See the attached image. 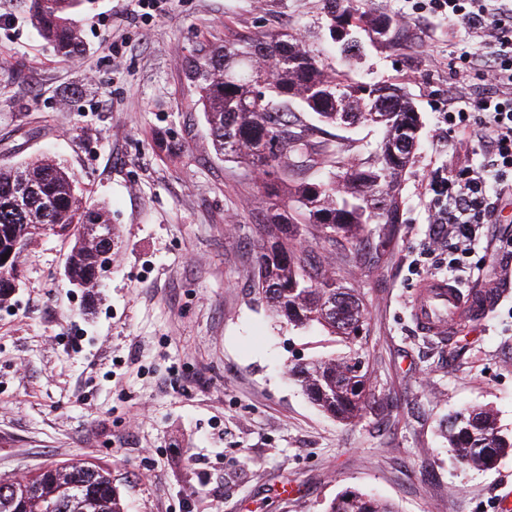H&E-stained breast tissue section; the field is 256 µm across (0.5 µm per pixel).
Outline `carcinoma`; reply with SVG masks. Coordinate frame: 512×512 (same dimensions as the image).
Returning a JSON list of instances; mask_svg holds the SVG:
<instances>
[{"label": "carcinoma", "mask_w": 512, "mask_h": 512, "mask_svg": "<svg viewBox=\"0 0 512 512\" xmlns=\"http://www.w3.org/2000/svg\"><path fill=\"white\" fill-rule=\"evenodd\" d=\"M78 0H30L32 19L43 38L64 56L76 52L81 32L69 10ZM327 29L340 55L360 52L359 33L387 40L393 25L372 16L362 0H327ZM349 32L335 36L336 24ZM209 128L216 154L267 176L263 182L272 199L262 225V244L254 271L255 294L269 310L297 328L319 325L349 343L348 353L288 368L294 380L321 410L342 422L360 419L374 397L368 372L352 371L361 348L352 332L366 322L358 290L336 285L330 263L314 255L317 241L341 242L340 261L369 241L373 224L386 226L376 249L387 252L400 235L403 173L415 162L419 136L397 149L389 162L373 153L361 162H344L347 145L315 136L311 120L328 127L374 124L384 140L398 137L413 120L415 107L396 84L354 86L305 41L288 33L258 39L230 38L224 45L199 50L184 68ZM32 172L23 186L15 171ZM75 173L50 158H33L16 166H0V257L16 241L25 243L46 231L78 237L94 225L110 220L103 207H90L77 192ZM67 281L83 280L101 267L98 257L72 247L67 256ZM18 280L17 267L0 261V303L10 298L9 286ZM450 447L465 467L489 468L512 451V433L498 426L496 416L483 408H465L448 416ZM81 473L77 464L48 468L34 475L50 501L29 506L27 512H124L112 490V475L96 468L87 487L69 486L62 473ZM328 512H397L395 506L360 490H347L329 505Z\"/></svg>", "instance_id": "cac0c4a2"}]
</instances>
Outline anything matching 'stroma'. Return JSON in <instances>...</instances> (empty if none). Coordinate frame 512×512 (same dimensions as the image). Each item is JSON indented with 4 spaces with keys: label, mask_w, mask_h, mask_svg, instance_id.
<instances>
[{
    "label": "stroma",
    "mask_w": 512,
    "mask_h": 512,
    "mask_svg": "<svg viewBox=\"0 0 512 512\" xmlns=\"http://www.w3.org/2000/svg\"><path fill=\"white\" fill-rule=\"evenodd\" d=\"M0 161L47 156L103 205L123 247L94 299L63 276L73 239L35 237L0 304V475L99 465L125 512H326L365 489L399 512H500L512 453L489 470L459 464L442 438L460 407L492 409L512 430V204L480 229L459 288L502 298L454 339L421 332L419 285L448 275L424 252L428 182L456 159L444 133L450 93L476 96L470 38L426 12L392 42L367 46L348 74L405 87L422 143L402 176L393 252L352 260L375 397L343 424L314 406L287 366L346 352L327 331L277 322L254 292L256 227L271 200L253 171L217 156L183 72L227 35L292 32L328 40L324 0H79L82 45L43 39L27 0H0Z\"/></svg>",
    "instance_id": "1"
}]
</instances>
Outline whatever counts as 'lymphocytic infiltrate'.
<instances>
[{
  "label": "lymphocytic infiltrate",
  "instance_id": "obj_1",
  "mask_svg": "<svg viewBox=\"0 0 512 512\" xmlns=\"http://www.w3.org/2000/svg\"><path fill=\"white\" fill-rule=\"evenodd\" d=\"M429 9L463 27L476 48L469 63L481 72L475 109L449 111L448 140L456 149L482 144L478 163H459L429 182L432 208L426 248L447 247L449 272L465 269L482 225L500 221V201L512 196V0H427Z\"/></svg>",
  "mask_w": 512,
  "mask_h": 512
}]
</instances>
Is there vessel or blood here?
<instances>
[{"label":"vessel or blood","mask_w":512,"mask_h":512,"mask_svg":"<svg viewBox=\"0 0 512 512\" xmlns=\"http://www.w3.org/2000/svg\"><path fill=\"white\" fill-rule=\"evenodd\" d=\"M494 295L491 288L466 294L453 282L430 278L418 289L413 314L423 333L449 336L460 327L484 320L493 307Z\"/></svg>","instance_id":"vessel-or-blood-1"}]
</instances>
